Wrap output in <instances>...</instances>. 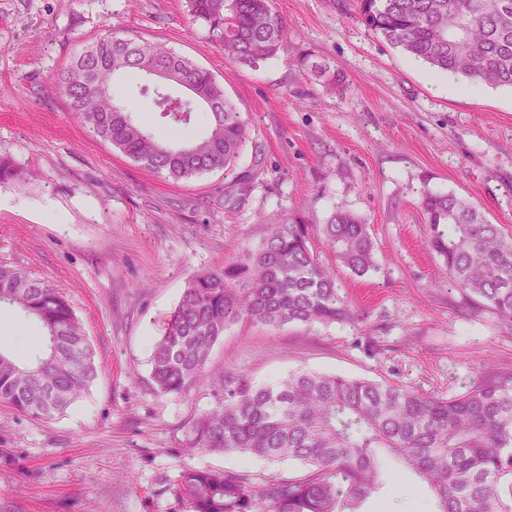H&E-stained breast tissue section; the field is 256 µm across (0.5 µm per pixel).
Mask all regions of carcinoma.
<instances>
[{
	"mask_svg": "<svg viewBox=\"0 0 512 512\" xmlns=\"http://www.w3.org/2000/svg\"><path fill=\"white\" fill-rule=\"evenodd\" d=\"M236 62L275 57L288 28L272 0H186ZM356 17L392 46L441 72L473 83L512 87V0H354ZM163 68L192 90L174 97L148 79ZM312 72L341 85L325 64ZM144 78L139 96L175 127L206 114L200 138L171 144L135 118L136 109L100 96L120 74ZM70 111L88 131L134 161L175 180L233 170L251 130L206 69L153 43L107 36L88 44L59 78ZM427 244L448 281L512 322V234L454 194L426 193ZM334 266L311 245L307 224H271L255 249L186 283L155 342L150 378L162 394L210 382L206 365L224 330L236 323L328 325L351 317L334 268L362 276L375 268L367 224L339 209L322 227ZM38 322L44 350L22 364L0 352V403L35 418L61 413L97 376L92 346L68 300L46 281L0 265V305ZM188 445L267 460H296L303 474L257 481L223 469L182 470L178 496L191 512H362L384 485L387 456L427 483L435 512H512V376L490 378L449 398L336 374L300 372L274 387L230 382L224 404L196 419Z\"/></svg>",
	"mask_w": 512,
	"mask_h": 512,
	"instance_id": "cac0c4a2",
	"label": "carcinoma"
}]
</instances>
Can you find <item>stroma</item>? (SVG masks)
<instances>
[{"instance_id":"1","label":"stroma","mask_w":512,"mask_h":512,"mask_svg":"<svg viewBox=\"0 0 512 512\" xmlns=\"http://www.w3.org/2000/svg\"><path fill=\"white\" fill-rule=\"evenodd\" d=\"M288 39L251 67L224 55L185 0H0V264L47 281L69 301L98 376L67 411L38 420L0 404V512H189L186 468L260 479L293 462L191 450L194 419L219 407L224 377L253 385L313 371L451 397L512 373V322L450 286L426 244L423 192L472 202L512 234V88L438 72L386 42L341 0H273ZM166 45L209 70L252 128L233 175L175 181L91 136L57 79L107 35ZM330 65L344 90L311 67ZM252 174L236 208L231 178ZM364 220L377 265L336 271L350 321L279 328L234 324L214 346V384L155 391L154 342L186 281L256 248L270 223L309 224L314 244L336 210ZM364 512H434L416 475L395 467Z\"/></svg>"}]
</instances>
